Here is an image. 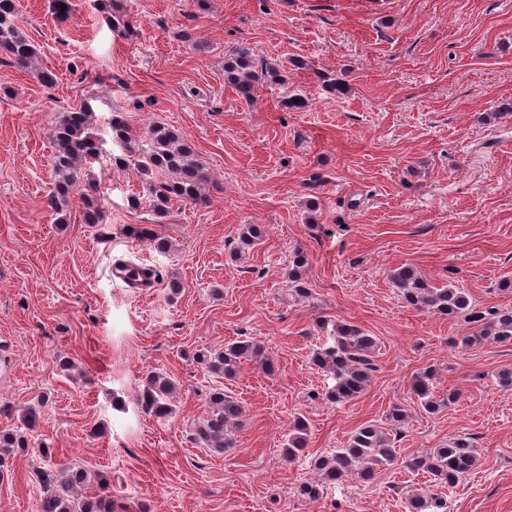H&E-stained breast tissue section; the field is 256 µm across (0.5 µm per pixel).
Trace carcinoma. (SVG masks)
I'll return each instance as SVG.
<instances>
[{"instance_id":"carcinoma-1","label":"carcinoma","mask_w":512,"mask_h":512,"mask_svg":"<svg viewBox=\"0 0 512 512\" xmlns=\"http://www.w3.org/2000/svg\"><path fill=\"white\" fill-rule=\"evenodd\" d=\"M37 56V49L21 27L17 0H0V58L21 69H27ZM278 77L273 67L256 68L254 59L245 49H239L224 59V81L239 97L253 101L258 87ZM92 112L85 105L76 111L64 112L53 130L55 152L53 168L54 188L46 206L66 220L72 198L83 204V219L87 224L105 223V214L95 196L96 187L84 178L91 175L97 162L95 137L91 132ZM112 133L124 150L137 157L140 177L146 184L156 223H162L170 212L172 202L195 205L208 202L205 194L208 174L196 159L192 148L166 124H153L143 133H135L127 120L117 115L112 120ZM133 234L148 238L157 250L164 251L169 243L165 236L148 227H137ZM392 283L405 303L432 314L462 316L475 325V330L460 337L458 345L469 347L482 341L508 342L512 340V312L480 311L471 305L467 294L458 288H433L409 266L394 271ZM333 342L314 353L313 363L331 374L334 384L325 393L331 403H344L362 395L374 371L372 357L375 339L354 325H332ZM261 348L248 340H236L218 353L199 354L197 362L212 374L233 377L242 360L259 358ZM434 374L425 370L414 376L412 392L421 407L433 413L442 405L434 395ZM173 381L160 374H149L139 396L142 409L158 418L169 416ZM209 410L195 428V434L208 448L222 451L233 447V426L242 417L239 401L219 390L209 394ZM23 432L0 431V467L18 450L28 447V437L40 428L39 413L27 412ZM306 425L295 420L294 433L288 437L284 453L293 461L306 447ZM399 451L386 433L373 425L359 428L348 444L328 455L310 458V468L322 478V483L305 482L300 494L311 500L320 497L323 484H336L351 477L368 479L378 470H388L398 464ZM475 449L464 439H456L429 453L412 458L407 467L435 477L441 484L450 485L467 475L475 466ZM39 495L36 512H112V492L104 476L90 477L89 471L79 465L58 464L49 461L47 468L38 472ZM96 480L98 492L93 496L79 493ZM439 502L429 492L416 493L409 500V512H436Z\"/></svg>"}]
</instances>
